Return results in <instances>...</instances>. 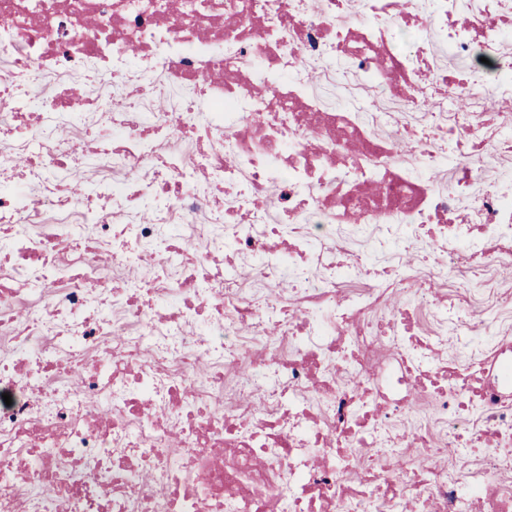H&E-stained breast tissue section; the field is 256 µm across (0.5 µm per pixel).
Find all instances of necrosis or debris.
Instances as JSON below:
<instances>
[{"mask_svg": "<svg viewBox=\"0 0 512 512\" xmlns=\"http://www.w3.org/2000/svg\"><path fill=\"white\" fill-rule=\"evenodd\" d=\"M340 72L403 111H326ZM495 159L512 0H0V512H512ZM372 236L373 230L366 229L360 232H357L353 236V248L357 251L360 250H369L373 252V259L380 264H390L396 261V253L397 248L394 245L389 246L388 248L382 251H374L372 248ZM511 282L512 284V265L502 266L492 273L485 275L470 276V286L477 294H486L490 289L497 288L500 282Z\"/></svg>", "mask_w": 512, "mask_h": 512, "instance_id": "necrosis-or-debris-1", "label": "necrosis or debris"}]
</instances>
